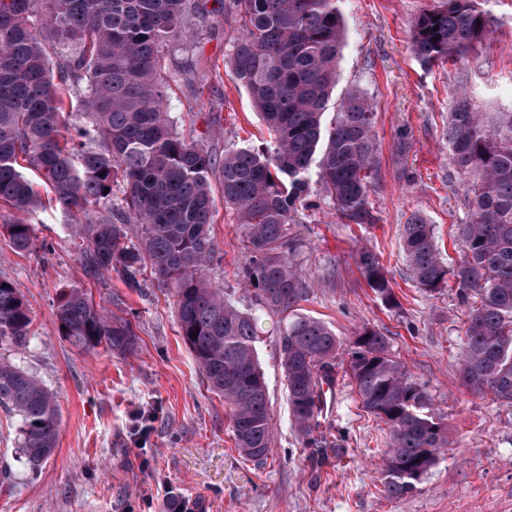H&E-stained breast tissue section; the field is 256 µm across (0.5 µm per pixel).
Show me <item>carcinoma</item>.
Returning a JSON list of instances; mask_svg holds the SVG:
<instances>
[{
  "mask_svg": "<svg viewBox=\"0 0 512 512\" xmlns=\"http://www.w3.org/2000/svg\"><path fill=\"white\" fill-rule=\"evenodd\" d=\"M238 17L243 35L226 62L273 139L262 149L228 147L215 156L180 134L165 109L170 83L197 67L182 58L161 64L167 42L189 20ZM491 19L473 0H442L413 21L411 52L421 66L462 57L490 33ZM345 39L341 0H0V204L20 218L5 225L13 246L29 250L24 220L38 198L24 165L35 169L86 242L89 275L118 273L138 290L151 271L172 287L178 333L193 352L208 389L229 408L236 448L267 455L271 416L257 362V317L207 284L214 258L210 177L220 172L224 204L239 217L248 258L239 277L260 302L283 316L279 350L288 406L306 448H325L320 430L323 382L342 342L325 322L298 312L306 278L293 257L299 210L315 206L311 183L344 224H374L369 201L376 142L373 108L359 90L345 94L330 126L323 116L339 76ZM79 95L88 123L65 135V95ZM456 172L472 179L465 221L457 225L459 261L449 267L432 224L415 212L401 247L411 278L433 297L453 280L471 304L459 359L462 384L512 406V112H482L462 93L444 131ZM137 225L136 238L128 227ZM355 264L375 298L400 308L387 271L367 248ZM79 348L115 352L135 341L133 324L72 288L54 310ZM23 294L0 279V349L31 341ZM197 337H191V334ZM359 406L389 429L381 485L401 498L429 472L447 428L423 387L389 353L388 336L365 327L346 348ZM0 408L18 423V453L36 466L57 447L54 395L21 366L0 358Z\"/></svg>",
  "mask_w": 512,
  "mask_h": 512,
  "instance_id": "carcinoma-1",
  "label": "carcinoma"
}]
</instances>
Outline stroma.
Instances as JSON below:
<instances>
[{
    "mask_svg": "<svg viewBox=\"0 0 512 512\" xmlns=\"http://www.w3.org/2000/svg\"><path fill=\"white\" fill-rule=\"evenodd\" d=\"M492 19L490 34L468 58L422 68L410 50L414 19L441 0H343L347 26L333 101L346 91L368 93L375 112L376 166L369 200L376 223L344 225L329 200L303 212L293 227L296 260L306 275L303 314L349 342L363 326L385 333L390 354L429 395L448 430L430 471L400 498L382 491L388 428L363 412L338 353L335 390L322 429L323 462L304 448L288 408L278 346L280 315L262 309L253 287L238 277L247 260L233 211L212 179L215 258L212 287L246 312H258L257 356L269 391L273 438L266 460L245 459L234 444L223 399L209 392L191 350L177 332L171 288L148 279L133 291L119 275L105 280L85 269L81 239L45 188L31 217V250L13 248L0 232V279L13 282L31 312L32 336L19 364L56 397L55 453L39 466L17 453V426L0 409V512H512V407L460 383L458 362L469 307L456 285L427 296L409 277L400 250L411 213L434 227L444 262L458 257L455 226L466 217L467 185L448 157L444 130L459 90L486 112L512 111V0H474ZM241 34L235 15L214 20L197 42L170 43L165 57L200 56L194 88L173 87L168 110L179 132L216 156L230 145L262 147L270 138L224 56ZM374 251L401 303L386 308L366 286L353 255ZM86 289L97 304L129 319L136 342L125 353L81 349L59 330V294Z\"/></svg>",
    "mask_w": 512,
    "mask_h": 512,
    "instance_id": "stroma-1",
    "label": "stroma"
}]
</instances>
